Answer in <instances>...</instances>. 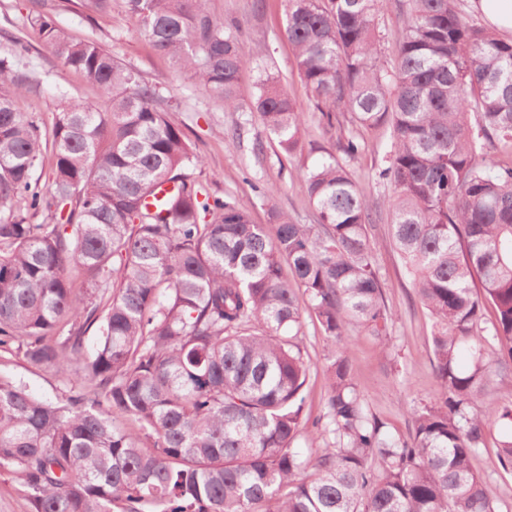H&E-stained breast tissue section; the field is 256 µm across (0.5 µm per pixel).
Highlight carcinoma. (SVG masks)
<instances>
[{
  "label": "carcinoma",
  "instance_id": "cac0c4a2",
  "mask_svg": "<svg viewBox=\"0 0 512 512\" xmlns=\"http://www.w3.org/2000/svg\"><path fill=\"white\" fill-rule=\"evenodd\" d=\"M125 3L224 111L258 113L286 153L297 148L305 115L277 77L251 104L237 98L252 56L236 23L208 0ZM285 3L298 74L342 156L304 175L315 224L295 223L269 185H254L266 226L210 195L160 90L96 40L68 37L47 0L29 26L100 97L62 101L40 186L39 128L15 107L30 83L24 37L0 57V353L76 375L56 403L0 376V470L32 512H499L472 459L489 426L512 428V403L489 391L512 363V159L495 152L512 150V41L460 0H393L406 25L389 70L376 33L386 0ZM382 124L390 237L434 326L438 391L411 409L406 438L382 431L347 357L352 329L386 348L395 323L373 206L348 167L359 129ZM166 182L177 189L161 198ZM300 288L331 353L326 423L309 440L327 432L333 446L312 462L294 447L309 372ZM497 458L512 473V432Z\"/></svg>",
  "mask_w": 512,
  "mask_h": 512
}]
</instances>
